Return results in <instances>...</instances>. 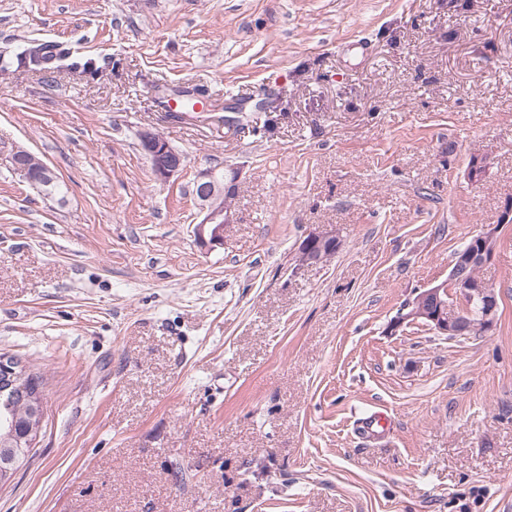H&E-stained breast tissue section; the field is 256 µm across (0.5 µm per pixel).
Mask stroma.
<instances>
[{
  "label": "stroma",
  "mask_w": 512,
  "mask_h": 512,
  "mask_svg": "<svg viewBox=\"0 0 512 512\" xmlns=\"http://www.w3.org/2000/svg\"><path fill=\"white\" fill-rule=\"evenodd\" d=\"M31 40L97 72L0 68V354L46 401L0 512H512V0H0ZM487 224L494 329L390 331ZM140 137L158 179L167 180L182 170L184 156L172 148L165 139L149 130L142 131ZM28 180H24L32 186L38 188L45 195H55L61 193V186L55 175H50L49 179L45 176V165L35 155H27ZM217 176L221 186H223V195L217 198V205L226 204L229 206L233 200L232 195L237 190L241 172L237 169H232L227 181L226 178L224 179V171H217ZM221 186L216 180L215 170L213 169L200 172L195 182V197L200 209L204 213L201 222L195 226V236L197 241L203 246L221 244L224 241V227L227 224H234L236 221V213L232 208L217 207L212 202L217 190ZM224 196L230 200L229 204ZM338 247L336 235H323L311 232L301 242L299 250L300 265L319 263L330 258Z\"/></svg>",
  "instance_id": "obj_1"
}]
</instances>
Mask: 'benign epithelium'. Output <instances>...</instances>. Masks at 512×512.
<instances>
[{"mask_svg": "<svg viewBox=\"0 0 512 512\" xmlns=\"http://www.w3.org/2000/svg\"><path fill=\"white\" fill-rule=\"evenodd\" d=\"M144 151L153 164L158 179L167 180L182 170L184 156L169 143L144 130L140 134ZM241 172L231 171L228 180L219 184L215 170L200 172L195 182V197L204 217L195 226L197 241L213 246L224 241V227L236 221V213L213 203L217 190L224 196L235 194ZM499 225L488 224L467 249L458 252L448 280L418 292L417 298L407 303L391 322L395 331L402 324L423 321L441 336L450 338L467 334L473 337L487 335L498 316L497 294L486 282L467 275L474 265L489 263L495 253ZM338 247L334 235L311 232L299 246V259L304 265L319 263L331 257ZM27 384V370L16 358L0 356V476L13 475L18 461L34 447L44 417L43 400L28 397L24 424L17 423L13 411L14 399L23 394Z\"/></svg>", "mask_w": 512, "mask_h": 512, "instance_id": "obj_1", "label": "benign epithelium"}]
</instances>
